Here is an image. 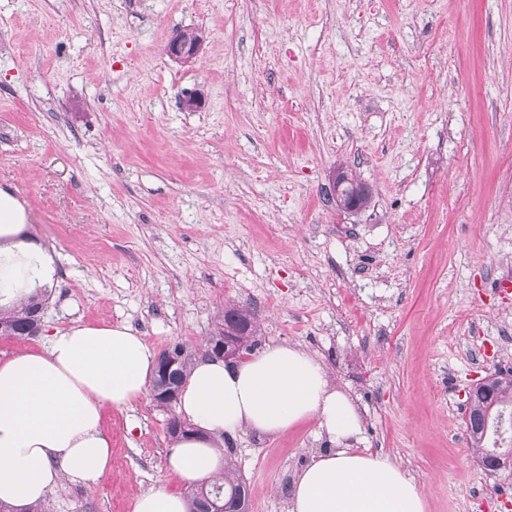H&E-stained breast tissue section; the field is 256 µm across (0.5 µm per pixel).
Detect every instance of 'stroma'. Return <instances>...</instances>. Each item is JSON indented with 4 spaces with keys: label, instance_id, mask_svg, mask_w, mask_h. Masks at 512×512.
<instances>
[{
    "label": "stroma",
    "instance_id": "obj_1",
    "mask_svg": "<svg viewBox=\"0 0 512 512\" xmlns=\"http://www.w3.org/2000/svg\"><path fill=\"white\" fill-rule=\"evenodd\" d=\"M189 29L183 65L165 46ZM342 165L361 212L325 195ZM0 189L56 257L39 335L0 336V361L77 324L195 356L240 306L261 346L323 361L359 447L427 512H512V470L486 471L465 425L468 388L512 358V0H0ZM166 420L147 397L105 409L109 471L64 480L53 512L188 492ZM224 445L250 512H288L330 447L311 422ZM203 43V37L190 42L179 32L168 42L166 46V53L173 60L181 64H186L188 61L197 58L203 48Z\"/></svg>",
    "mask_w": 512,
    "mask_h": 512
}]
</instances>
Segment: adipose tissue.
<instances>
[{
	"mask_svg": "<svg viewBox=\"0 0 512 512\" xmlns=\"http://www.w3.org/2000/svg\"><path fill=\"white\" fill-rule=\"evenodd\" d=\"M24 208L0 190V306L49 283L55 259L23 233ZM151 347L124 326L76 325L46 336L42 350L0 362V502L45 501L62 477L86 487L110 467L104 408L132 407L148 392ZM190 433L174 438L170 472L186 482L224 471V438L244 428L277 435L315 420L330 450L293 482L289 512H426L424 495L384 453L353 448L363 421L354 401L328 379L322 362L290 344L267 347L234 366L202 360L181 388Z\"/></svg>",
	"mask_w": 512,
	"mask_h": 512,
	"instance_id": "1",
	"label": "adipose tissue"
}]
</instances>
